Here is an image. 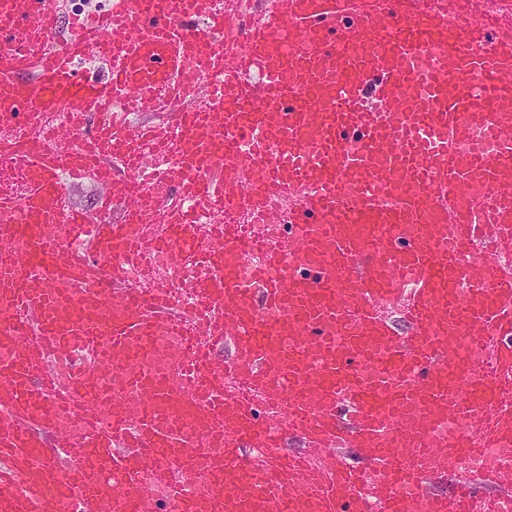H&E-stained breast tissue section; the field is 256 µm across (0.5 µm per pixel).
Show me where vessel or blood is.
I'll return each instance as SVG.
<instances>
[{"instance_id": "vessel-or-blood-1", "label": "vessel or blood", "mask_w": 512, "mask_h": 512, "mask_svg": "<svg viewBox=\"0 0 512 512\" xmlns=\"http://www.w3.org/2000/svg\"><path fill=\"white\" fill-rule=\"evenodd\" d=\"M61 4L0 0V118L71 121L20 155L21 201L0 190V512H500L512 25L473 0H269L227 53L215 0H109L68 37ZM147 142L165 161L142 183ZM67 176L123 220L69 205ZM276 198L288 223L262 239L224 221ZM140 249L169 274L198 255L192 306L127 285ZM482 451L500 464L471 476Z\"/></svg>"}]
</instances>
